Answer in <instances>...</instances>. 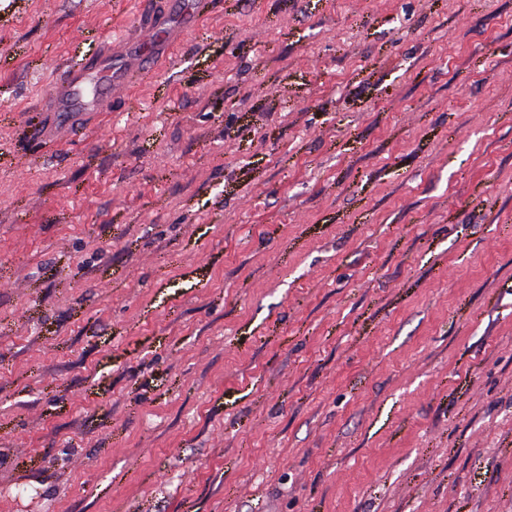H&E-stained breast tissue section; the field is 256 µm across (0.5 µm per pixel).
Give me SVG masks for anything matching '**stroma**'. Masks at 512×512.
Masks as SVG:
<instances>
[{"label": "stroma", "instance_id": "stroma-1", "mask_svg": "<svg viewBox=\"0 0 512 512\" xmlns=\"http://www.w3.org/2000/svg\"><path fill=\"white\" fill-rule=\"evenodd\" d=\"M179 2L0 0V512H512V0ZM151 26L149 42L141 50L133 51L131 43L116 55L112 52L111 41L60 75L48 99L53 123L43 129V137L56 141L64 131L83 130L90 116L110 112L112 102L141 75L145 65L160 63L174 50L176 42L171 40L165 28ZM116 58L123 63L116 66ZM92 87L94 92L90 91Z\"/></svg>", "mask_w": 512, "mask_h": 512}]
</instances>
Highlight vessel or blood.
Returning <instances> with one entry per match:
<instances>
[{"label": "vessel or blood", "instance_id": "obj_1", "mask_svg": "<svg viewBox=\"0 0 512 512\" xmlns=\"http://www.w3.org/2000/svg\"><path fill=\"white\" fill-rule=\"evenodd\" d=\"M174 48L165 28L155 25L141 50L128 46L117 54L107 45L70 66L51 89L48 107L53 122L43 129V137L55 140L62 132L84 129L90 116L109 111L112 102L140 76L145 65L160 63Z\"/></svg>", "mask_w": 512, "mask_h": 512}]
</instances>
